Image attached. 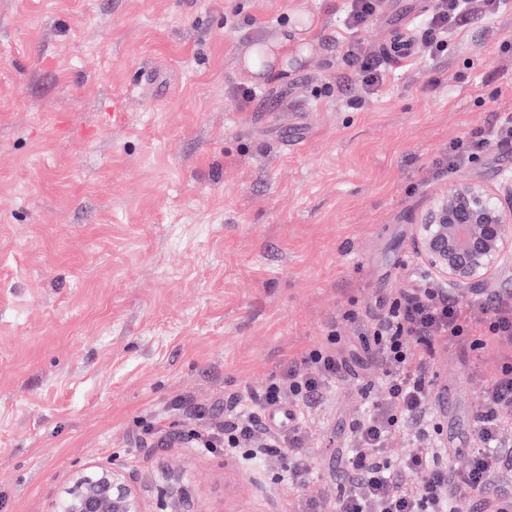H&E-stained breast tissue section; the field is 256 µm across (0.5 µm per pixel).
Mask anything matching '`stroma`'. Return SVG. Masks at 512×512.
<instances>
[{"label": "stroma", "instance_id": "35a3bbf8", "mask_svg": "<svg viewBox=\"0 0 512 512\" xmlns=\"http://www.w3.org/2000/svg\"><path fill=\"white\" fill-rule=\"evenodd\" d=\"M0 0V512H51L67 477L120 458L179 472L192 512H334L353 428L383 400L365 348L423 268L435 190L512 174V146L448 170L457 138L512 113V5L364 95L345 57L419 42L432 0ZM292 37L258 78L259 42ZM253 96L242 102L239 94ZM340 338L345 370L301 421L296 485L202 453L242 398ZM437 349L442 442L477 443L500 357ZM349 2L346 26L350 30L357 31L380 10L382 0H351Z\"/></svg>", "mask_w": 512, "mask_h": 512}]
</instances>
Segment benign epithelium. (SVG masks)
<instances>
[{"label":"benign epithelium","instance_id":"obj_1","mask_svg":"<svg viewBox=\"0 0 512 512\" xmlns=\"http://www.w3.org/2000/svg\"><path fill=\"white\" fill-rule=\"evenodd\" d=\"M413 251L445 292L469 299L512 270V178L496 185L459 180L437 190L413 225ZM139 477L122 465L72 474L53 512H141ZM189 490L171 474L157 489V512H186Z\"/></svg>","mask_w":512,"mask_h":512}]
</instances>
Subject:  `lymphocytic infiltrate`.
Instances as JSON below:
<instances>
[{"instance_id":"obj_1","label":"lymphocytic infiltrate","mask_w":512,"mask_h":512,"mask_svg":"<svg viewBox=\"0 0 512 512\" xmlns=\"http://www.w3.org/2000/svg\"><path fill=\"white\" fill-rule=\"evenodd\" d=\"M471 0H434L425 21L424 49L429 58L448 53V35L474 15ZM512 144V115L492 128L454 142L446 163L456 168L471 162L484 147ZM470 337L476 350L494 351L501 342L512 343V303L490 310L483 321L469 319L452 298L426 284L407 289L388 313L375 319L366 338L370 354L386 366V395L357 424L353 445L344 464L351 476L339 498L338 512H512V489L501 488L490 500L477 497L492 485L512 451V361L503 363L492 381L482 410L478 437L464 468L451 467V452L442 443L429 442L425 434H412L414 424L430 422L434 396L427 378L437 344H452ZM343 371L335 352L310 349L287 376L270 381L250 395L255 409L266 410L293 396L297 406L320 397ZM255 420L231 418L224 430L202 441L205 451L223 449L225 455L245 463L278 460L276 441L257 443ZM411 436L412 449L399 463L388 452L393 439ZM427 473L414 485L417 473Z\"/></svg>"}]
</instances>
